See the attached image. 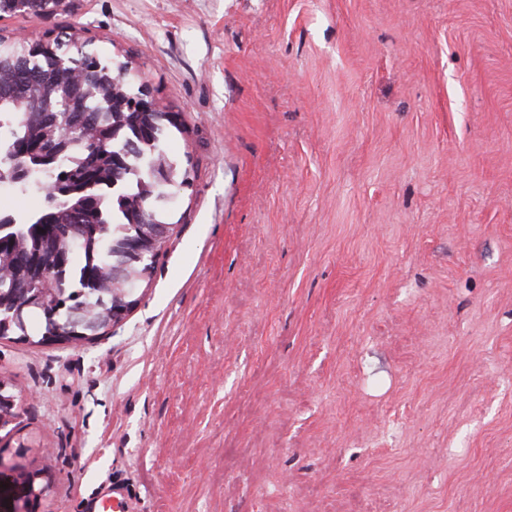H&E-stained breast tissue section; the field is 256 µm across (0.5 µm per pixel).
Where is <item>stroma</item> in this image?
Instances as JSON below:
<instances>
[{
  "label": "stroma",
  "instance_id": "35a3bbf8",
  "mask_svg": "<svg viewBox=\"0 0 512 512\" xmlns=\"http://www.w3.org/2000/svg\"><path fill=\"white\" fill-rule=\"evenodd\" d=\"M190 184L96 341L0 342V512H512V0H75Z\"/></svg>",
  "mask_w": 512,
  "mask_h": 512
}]
</instances>
